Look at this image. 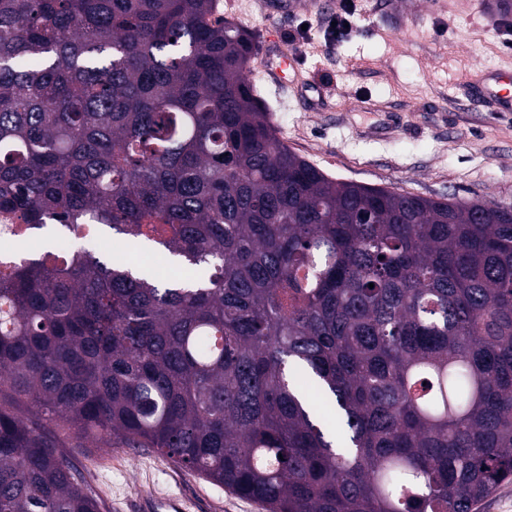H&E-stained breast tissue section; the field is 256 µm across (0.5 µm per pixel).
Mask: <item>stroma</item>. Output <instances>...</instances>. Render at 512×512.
I'll use <instances>...</instances> for the list:
<instances>
[{"mask_svg":"<svg viewBox=\"0 0 512 512\" xmlns=\"http://www.w3.org/2000/svg\"><path fill=\"white\" fill-rule=\"evenodd\" d=\"M223 0L225 20L251 33L249 79L289 149L333 178L428 198L512 206V116L479 112L470 81L512 69V14L495 0H355L353 32L325 39L316 0ZM309 43L275 96L263 80L268 35ZM104 512H131L144 493L179 497L191 512H265L152 448H73Z\"/></svg>","mask_w":512,"mask_h":512,"instance_id":"35a3bbf8","label":"stroma"}]
</instances>
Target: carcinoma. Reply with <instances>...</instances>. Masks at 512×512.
<instances>
[{
  "label": "carcinoma",
  "instance_id": "cac0c4a2",
  "mask_svg": "<svg viewBox=\"0 0 512 512\" xmlns=\"http://www.w3.org/2000/svg\"><path fill=\"white\" fill-rule=\"evenodd\" d=\"M215 0H0V512H101L66 448H154L266 512H475L512 479V207L339 181ZM18 222L14 216L6 215L0 211V240L14 243V250L5 257V264L3 265L1 264L2 257L0 256V268L20 263L27 255V247L32 239V235L29 231H25L24 224H19Z\"/></svg>",
  "mask_w": 512,
  "mask_h": 512
}]
</instances>
